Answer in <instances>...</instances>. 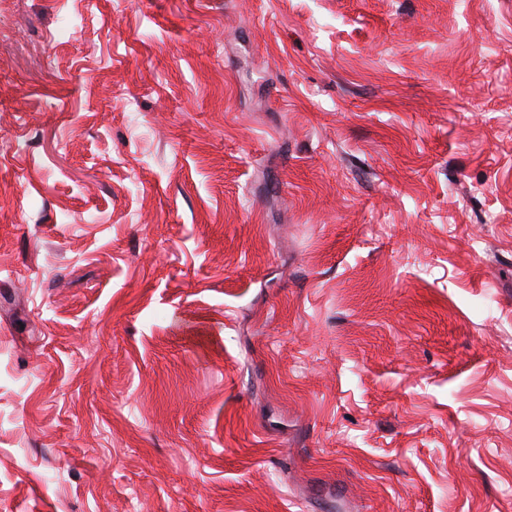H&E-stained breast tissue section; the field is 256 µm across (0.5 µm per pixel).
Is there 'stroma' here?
<instances>
[{
  "instance_id": "35a3bbf8",
  "label": "stroma",
  "mask_w": 512,
  "mask_h": 512,
  "mask_svg": "<svg viewBox=\"0 0 512 512\" xmlns=\"http://www.w3.org/2000/svg\"><path fill=\"white\" fill-rule=\"evenodd\" d=\"M0 512H512V0H0Z\"/></svg>"
}]
</instances>
